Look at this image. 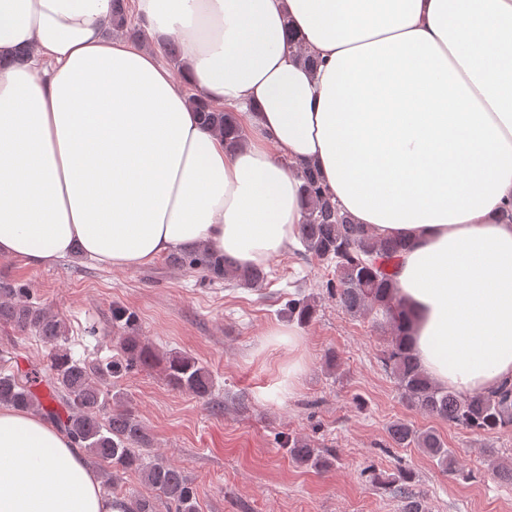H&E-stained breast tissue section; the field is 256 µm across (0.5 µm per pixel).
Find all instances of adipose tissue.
I'll return each mask as SVG.
<instances>
[{
	"instance_id": "adipose-tissue-1",
	"label": "adipose tissue",
	"mask_w": 512,
	"mask_h": 512,
	"mask_svg": "<svg viewBox=\"0 0 512 512\" xmlns=\"http://www.w3.org/2000/svg\"><path fill=\"white\" fill-rule=\"evenodd\" d=\"M179 69L111 36L112 0H0V256L134 269L192 244L238 265L305 221L294 165L406 241L394 294L421 368L512 384V0H134ZM317 68L300 61L287 31ZM234 109L227 152L191 104ZM0 512H129L61 429L0 404Z\"/></svg>"
}]
</instances>
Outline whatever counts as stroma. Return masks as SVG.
Masks as SVG:
<instances>
[{
    "instance_id": "stroma-1",
    "label": "stroma",
    "mask_w": 512,
    "mask_h": 512,
    "mask_svg": "<svg viewBox=\"0 0 512 512\" xmlns=\"http://www.w3.org/2000/svg\"><path fill=\"white\" fill-rule=\"evenodd\" d=\"M261 287L213 280L167 258L130 270L73 256L49 266L0 257V282L59 313L74 358L118 360L120 337L133 335L155 358L112 380V393L145 426L144 461L160 456L184 471L198 512H402L391 481L412 474L426 512H512V429L472 432L409 407L383 363L391 334L382 316H352L331 297L332 264L304 247L273 257ZM315 308L297 325L306 371L292 393H280L288 349L268 344L270 331L291 325L289 297ZM133 313V326L115 321ZM194 357L212 374L200 399L173 387L169 355ZM53 347L0 322V372L49 369ZM405 421L436 431L471 474L448 475L421 449L394 444L389 429ZM298 436L326 457L327 467L296 463L288 439Z\"/></svg>"
}]
</instances>
